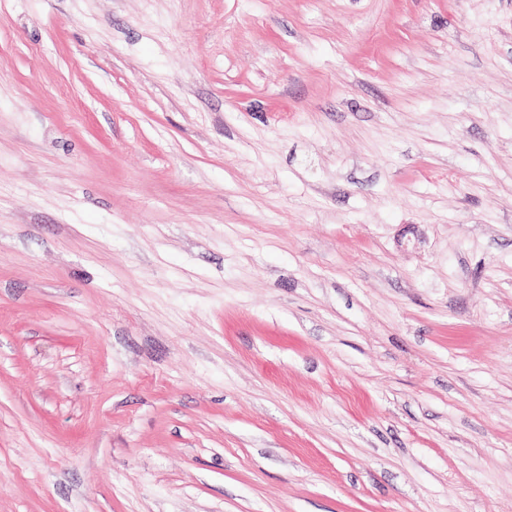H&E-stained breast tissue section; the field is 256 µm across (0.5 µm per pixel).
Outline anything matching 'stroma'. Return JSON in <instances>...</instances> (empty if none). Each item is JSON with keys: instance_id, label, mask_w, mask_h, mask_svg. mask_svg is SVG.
<instances>
[{"instance_id": "1", "label": "stroma", "mask_w": 512, "mask_h": 512, "mask_svg": "<svg viewBox=\"0 0 512 512\" xmlns=\"http://www.w3.org/2000/svg\"><path fill=\"white\" fill-rule=\"evenodd\" d=\"M0 512H512V0H0Z\"/></svg>"}]
</instances>
